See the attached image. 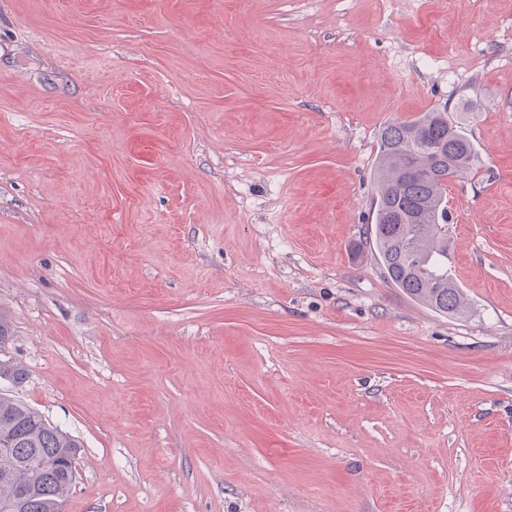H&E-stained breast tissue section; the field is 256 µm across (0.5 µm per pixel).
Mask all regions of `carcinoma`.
<instances>
[{"label":"carcinoma","instance_id":"cac0c4a2","mask_svg":"<svg viewBox=\"0 0 512 512\" xmlns=\"http://www.w3.org/2000/svg\"><path fill=\"white\" fill-rule=\"evenodd\" d=\"M478 156L448 112H424L387 124L380 135L377 194L367 244L387 282L412 300L448 316L462 314L467 300L448 273V179L474 168ZM18 440L15 470L0 474V512H62L72 481L45 470L79 445L47 427L29 406L0 395V439ZM37 498L19 499L27 486Z\"/></svg>","mask_w":512,"mask_h":512}]
</instances>
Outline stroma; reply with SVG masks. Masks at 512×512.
I'll list each match as a JSON object with an SVG mask.
<instances>
[{"label": "stroma", "mask_w": 512, "mask_h": 512, "mask_svg": "<svg viewBox=\"0 0 512 512\" xmlns=\"http://www.w3.org/2000/svg\"><path fill=\"white\" fill-rule=\"evenodd\" d=\"M435 109L454 318L365 244ZM0 315L63 512H512V0H0Z\"/></svg>", "instance_id": "obj_1"}]
</instances>
